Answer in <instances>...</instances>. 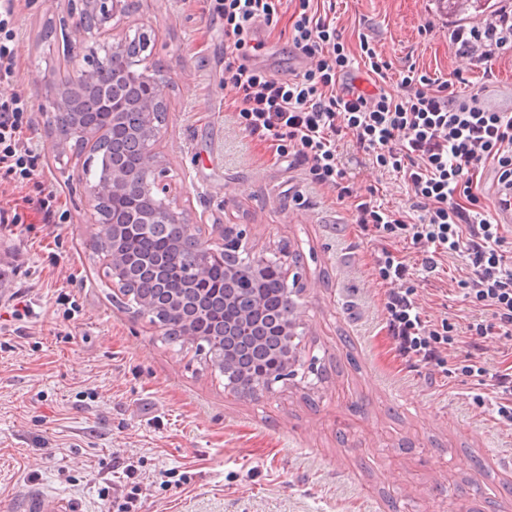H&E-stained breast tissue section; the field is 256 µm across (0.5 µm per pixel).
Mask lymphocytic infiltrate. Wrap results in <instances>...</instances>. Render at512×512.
Returning a JSON list of instances; mask_svg holds the SVG:
<instances>
[{
  "label": "lymphocytic infiltrate",
  "instance_id": "lymphocytic-infiltrate-1",
  "mask_svg": "<svg viewBox=\"0 0 512 512\" xmlns=\"http://www.w3.org/2000/svg\"><path fill=\"white\" fill-rule=\"evenodd\" d=\"M315 2L298 0L285 33L296 53L312 64L295 77L278 79L247 65L242 49L257 20L277 16L280 0H222L224 79L238 91L240 122L261 141L288 142L294 164L305 167L313 183L336 187L338 200H349L356 224L373 227L380 242L375 269L389 286L385 329L401 362L442 365L452 326L427 321L413 289L404 287L410 267L390 250L396 241L419 249L429 271L442 256L463 257L469 275L462 289L497 320L493 326L478 320L467 325L470 347L482 351L492 329L512 334V264L501 250L500 224L478 208L473 177L490 163L499 183L512 187V113L483 107L474 93L461 97L452 79L432 77L412 65L401 72L395 94L345 84L351 52ZM15 23L16 0H0V84L13 81L17 71ZM451 44L456 56L472 65H492L512 50V9H499L482 25L457 29ZM27 110L21 97L0 100V169L23 178L33 161L32 145L20 138ZM346 137L373 164L400 175L421 211L418 223L379 203L374 192L353 196L336 145ZM468 373L478 384L491 385L500 421L512 424V368L492 374L476 360Z\"/></svg>",
  "mask_w": 512,
  "mask_h": 512
}]
</instances>
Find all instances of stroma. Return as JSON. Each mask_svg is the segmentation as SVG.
Wrapping results in <instances>:
<instances>
[{"mask_svg": "<svg viewBox=\"0 0 512 512\" xmlns=\"http://www.w3.org/2000/svg\"><path fill=\"white\" fill-rule=\"evenodd\" d=\"M216 5L139 0L122 30L149 35L167 79L156 149L186 220L205 238L227 226L245 231L257 255L285 246L297 256L295 373L254 397L233 393L204 351L165 345L148 318L113 298L76 178L83 160L57 153L40 110L45 72L64 78L72 69L43 39L67 0H17L18 77L0 86V98L29 103L22 137L36 154L35 175L0 174V207L23 217L0 227V261L18 255L10 289L36 308L22 332H0V512H23L35 489L62 495L77 512H116L136 486V512H512V426L499 421L491 387L467 373V338L456 336L435 370L395 357L372 232L353 223L336 190L310 184L288 156L247 136L224 81ZM328 18L350 51L359 34L373 37L390 64L388 92L411 64L444 77L457 70L456 91L512 110V51L491 69L461 68L450 43L456 23L416 0H335ZM280 30L264 25L244 52L288 79L303 66ZM340 150L354 194L376 188L379 202L418 221L396 173L351 144ZM50 191L58 211L48 225L27 201ZM397 250L428 321L493 323L457 286L467 273L461 257L443 258L428 278L411 244ZM61 294L75 300L74 316L57 306Z\"/></svg>", "mask_w": 512, "mask_h": 512, "instance_id": "obj_1", "label": "stroma"}]
</instances>
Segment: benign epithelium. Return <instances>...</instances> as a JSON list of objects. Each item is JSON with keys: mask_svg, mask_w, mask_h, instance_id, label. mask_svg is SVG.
<instances>
[{"mask_svg": "<svg viewBox=\"0 0 512 512\" xmlns=\"http://www.w3.org/2000/svg\"><path fill=\"white\" fill-rule=\"evenodd\" d=\"M135 0H68L65 15L53 23V27L63 31L86 33L91 29L101 38H112L111 51L108 55L101 54L95 46H84L75 55L77 64L75 74L67 80L69 84L97 88L102 75L110 70L113 79L134 82L141 86L140 100L132 103L118 87L110 93H98L88 100V108L103 117V123L97 126H81L68 121L66 116V90L57 85L55 76L48 74L45 82L51 94L47 97L48 105L41 110H51L59 118L60 128L56 129V149L63 154L67 151L80 153L88 148L100 147L110 139V128L120 122H128L130 116H136L134 128L131 130V146L137 157L131 167H112V175L99 183L88 187L90 206L88 219L94 224L107 223L105 206L107 202L117 203L127 198L132 192L140 191L148 196L162 200V206L150 215L131 214L130 222L138 224H183L185 219L179 211L176 199L170 197L167 185L163 183L164 167L158 152L156 141L161 125L158 124V112L167 108L162 93L164 79L150 65V56L138 59L128 56L126 41L114 37V31L121 27L125 19L133 12ZM217 244L224 249V255L232 258L241 252L249 251L248 242L243 233L231 228H224ZM109 268L112 271V288L122 294L125 283L121 276L125 257L114 248L107 255ZM296 323L287 318L278 331L280 345L288 352V360L277 370L265 372L258 378L257 389L269 391L278 381L293 376L292 367L298 362V348L295 344Z\"/></svg>", "mask_w": 512, "mask_h": 512, "instance_id": "7a95c632", "label": "benign epithelium"}]
</instances>
